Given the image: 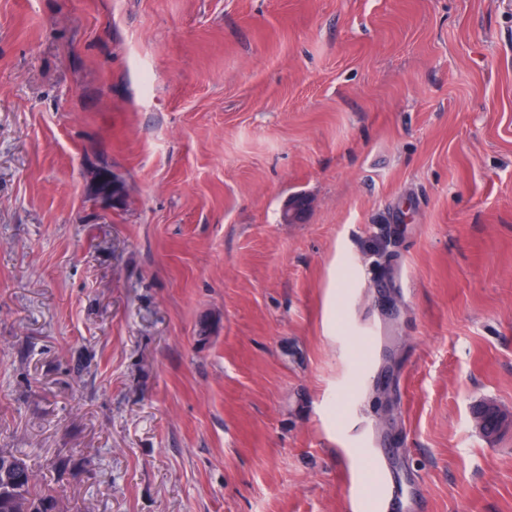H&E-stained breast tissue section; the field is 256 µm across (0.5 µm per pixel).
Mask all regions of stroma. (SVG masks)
<instances>
[{
  "label": "stroma",
  "instance_id": "1",
  "mask_svg": "<svg viewBox=\"0 0 512 512\" xmlns=\"http://www.w3.org/2000/svg\"><path fill=\"white\" fill-rule=\"evenodd\" d=\"M483 400L512 0H0V448L64 512H364L378 454L512 512Z\"/></svg>",
  "mask_w": 512,
  "mask_h": 512
}]
</instances>
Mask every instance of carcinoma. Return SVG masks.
<instances>
[{
    "label": "carcinoma",
    "mask_w": 512,
    "mask_h": 512,
    "mask_svg": "<svg viewBox=\"0 0 512 512\" xmlns=\"http://www.w3.org/2000/svg\"><path fill=\"white\" fill-rule=\"evenodd\" d=\"M12 459L13 468L4 471L6 458ZM58 505L55 496L38 488V478L26 457L0 449V512H49L48 507Z\"/></svg>",
    "instance_id": "cac0c4a2"
}]
</instances>
